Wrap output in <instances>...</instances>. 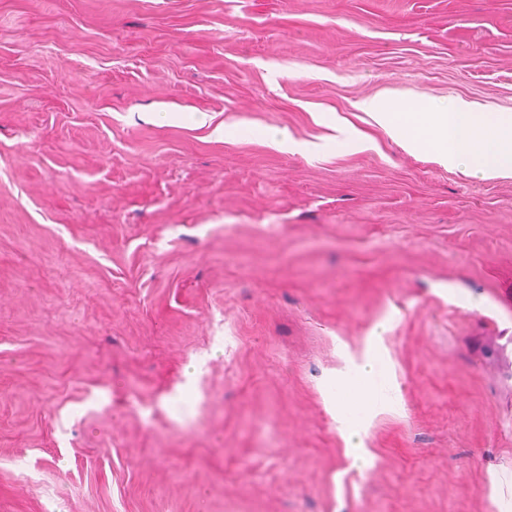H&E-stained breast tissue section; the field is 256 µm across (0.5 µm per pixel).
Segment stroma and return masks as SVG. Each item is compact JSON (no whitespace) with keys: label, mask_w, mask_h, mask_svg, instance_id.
Instances as JSON below:
<instances>
[{"label":"stroma","mask_w":512,"mask_h":512,"mask_svg":"<svg viewBox=\"0 0 512 512\" xmlns=\"http://www.w3.org/2000/svg\"><path fill=\"white\" fill-rule=\"evenodd\" d=\"M369 98L512 113V0H0V512H512V177ZM384 357L382 355L366 354L363 357V362L354 364L347 372V377L340 381L341 388L355 387L360 390L361 396H356L352 400L346 402V408L349 403H357L363 405L366 400L373 398L374 394L369 386V382L374 375L383 367Z\"/></svg>","instance_id":"stroma-1"}]
</instances>
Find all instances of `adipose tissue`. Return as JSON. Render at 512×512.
Here are the masks:
<instances>
[{
	"label": "adipose tissue",
	"mask_w": 512,
	"mask_h": 512,
	"mask_svg": "<svg viewBox=\"0 0 512 512\" xmlns=\"http://www.w3.org/2000/svg\"><path fill=\"white\" fill-rule=\"evenodd\" d=\"M387 130L412 151L448 166L467 164L473 175L512 174V113L477 112L465 101L431 100L420 105L365 100Z\"/></svg>",
	"instance_id": "ef3b65f1"
}]
</instances>
